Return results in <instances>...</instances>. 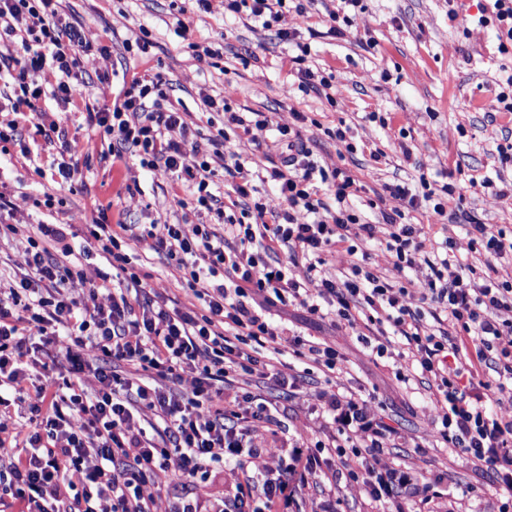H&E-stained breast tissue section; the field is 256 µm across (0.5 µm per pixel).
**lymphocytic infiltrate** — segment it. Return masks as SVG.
<instances>
[{
  "instance_id": "f902f5d3",
  "label": "lymphocytic infiltrate",
  "mask_w": 512,
  "mask_h": 512,
  "mask_svg": "<svg viewBox=\"0 0 512 512\" xmlns=\"http://www.w3.org/2000/svg\"><path fill=\"white\" fill-rule=\"evenodd\" d=\"M25 63L14 68L11 44ZM92 49L79 27L60 13L59 0H0V71H13L18 96L0 102V141L29 154L16 115L45 91L58 107L83 98L81 57ZM278 130L280 167L270 176L277 205L258 196L239 155L225 151V132L201 154L183 113L167 103L160 76L134 74L111 108L93 113L112 155L138 157L142 169L171 178L172 190L190 187L196 208L220 211L209 175L224 163L241 202L239 216L223 225L110 224L92 217L86 231L111 270L87 272L74 253L71 224H37L25 239L24 270L0 284V406L23 423L0 427V494L21 512H152L145 487L159 470L171 471L179 489L169 512H203L197 486L217 464L243 468L261 450H279L276 472L246 476L225 494L216 512H288L299 485L334 466H360L374 500L385 512H410L394 489L428 490L409 472L381 465L386 439L396 430L372 413L368 400L337 387L316 392L311 412L325 430L324 451L281 443L279 413L245 387L266 369V354L287 352L336 373V349L289 334L272 317L294 303L345 327L372 325L378 353L395 340L417 347V366L436 385L443 411L438 434L446 447L494 471L500 495L512 498V277L498 264L512 253V237L470 222L486 273L472 278L456 256L430 259L423 227L405 223L406 209L428 206L432 215L461 221L453 185L421 193L407 184L385 190L399 205L385 214L386 246L396 271L423 268L421 279L396 287L358 263L340 271V255H355L357 241L375 225L347 208L357 187L341 168L325 170L298 128ZM331 184L336 207L326 210L315 182ZM164 255L180 272L199 309L147 292L133 271L131 244ZM285 259H278V250ZM481 396H471L473 387Z\"/></svg>"
}]
</instances>
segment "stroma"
I'll return each instance as SVG.
<instances>
[{"label":"stroma","mask_w":512,"mask_h":512,"mask_svg":"<svg viewBox=\"0 0 512 512\" xmlns=\"http://www.w3.org/2000/svg\"><path fill=\"white\" fill-rule=\"evenodd\" d=\"M71 22L87 42L105 47L107 60L83 58L86 82L78 107L58 111L51 96L35 107L54 113L58 136L45 148L23 156L18 146L0 148V181L10 189L20 222L30 224H84L104 212L109 221L127 224H213L207 211L187 212L181 200L188 191L173 193L166 176L152 175L127 160L123 172L112 166L109 140L93 135L89 113L110 107L132 73L160 75L171 105L193 122L201 152L224 127L223 113L210 110L203 95L224 98L234 112L263 113L270 130L293 124L294 113H304L302 135L319 166L342 168L355 179L358 192L349 205L362 221L374 224V240L362 242L366 265L395 286L417 279V272H397L386 249L382 215L398 202L385 195L387 184L405 183L419 189L453 184L463 209L483 224L512 235V163L498 157L496 133H512V112L499 109L496 97L512 76V47L501 50L495 28L480 23L491 12L490 0H363L345 36L330 33V14L339 0H307L304 12L289 11L278 29L253 27L243 15L228 10L225 0H63ZM290 40H282L279 30ZM147 38L148 56L127 53L125 40ZM307 45L300 55L299 45ZM211 49L213 57L196 55ZM325 77L327 92L300 89L304 70ZM344 128L355 145L342 154L336 129ZM226 148L239 154L247 168L258 171L255 186L274 199L269 174L280 166L277 151L255 147L239 129H226ZM412 157H404V149ZM77 168L72 184L53 181L58 164ZM57 200L53 208L41 205L44 194ZM405 220L425 225V248H438L452 238L459 259L484 272V257L475 249L466 225H443L425 208L407 210ZM135 267L144 286L172 297H182L179 273L164 258L135 246ZM289 327L305 339L324 342L343 357L341 383L362 394L376 413L387 416L400 434L383 458L433 479L428 496L432 512H502L492 470L474 465L465 456L443 446L436 431L442 412L429 399L432 387L414 371L415 346L396 343L395 357H380L363 344L355 331L318 319L295 306L281 310ZM288 365L298 376L299 393L280 389L274 378L252 376L248 389L277 404L288 440L307 445L322 439L310 413L307 392L326 386L324 374L310 361L288 354L273 356V369ZM277 456L264 452L249 458L245 470L216 467L198 495L202 500L222 498L244 472L275 469ZM336 512H381L362 481L336 477Z\"/></svg>","instance_id":"obj_1"}]
</instances>
